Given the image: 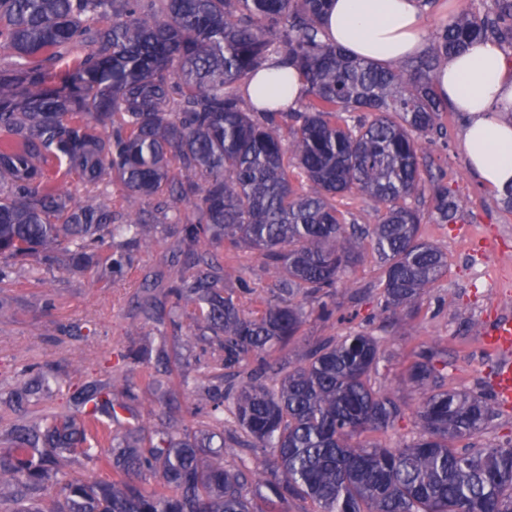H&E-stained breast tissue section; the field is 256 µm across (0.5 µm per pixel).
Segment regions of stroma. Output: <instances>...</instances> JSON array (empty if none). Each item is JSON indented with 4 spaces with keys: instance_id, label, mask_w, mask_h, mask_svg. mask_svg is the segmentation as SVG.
I'll list each match as a JSON object with an SVG mask.
<instances>
[{
    "instance_id": "stroma-1",
    "label": "stroma",
    "mask_w": 512,
    "mask_h": 512,
    "mask_svg": "<svg viewBox=\"0 0 512 512\" xmlns=\"http://www.w3.org/2000/svg\"><path fill=\"white\" fill-rule=\"evenodd\" d=\"M446 125L447 145L431 146L429 153L462 207L453 222L444 223L431 196L423 198L422 233L447 254L449 269L422 296L418 316L403 325L375 320L380 270L376 254L370 252L338 289L336 299L351 311V318L324 322L309 317L303 336L286 349L287 357L300 358L309 342L323 337L366 332L380 338L385 352L375 384L397 388L418 347L435 341L448 351L445 388L493 385L498 356L486 347L483 330L499 316L512 315V212L503 209L499 193L481 185L469 170L460 144L459 114L449 113ZM144 232L151 245L134 249L133 268L124 278L113 277L102 264L74 270L66 253L58 250L53 265L30 261L16 266L11 283L0 286V432L17 424L44 423L54 412L74 413L71 397L81 386L111 380L110 373L90 368L89 360L111 358L127 347L161 339L157 325L135 318L134 302L142 283L156 271L173 274L171 240L162 224L146 225ZM224 260L241 268L253 288L246 307L262 308L274 283L267 268L246 250L225 252ZM165 342L171 363L181 365L191 391L190 397H179L173 416L204 438L207 429L190 410L211 406L208 391L214 381L207 365L213 346L197 336ZM27 365L51 383L41 402L9 398L26 383L21 370ZM126 377L137 399L132 412L121 413L111 424V431L124 435L133 422L163 429L165 418L140 367H128Z\"/></svg>"
}]
</instances>
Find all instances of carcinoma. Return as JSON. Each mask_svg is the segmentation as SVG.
Here are the masks:
<instances>
[{
	"label": "carcinoma",
	"mask_w": 512,
	"mask_h": 512,
	"mask_svg": "<svg viewBox=\"0 0 512 512\" xmlns=\"http://www.w3.org/2000/svg\"><path fill=\"white\" fill-rule=\"evenodd\" d=\"M330 2L0 0V284L8 260L47 263L51 247L79 271L102 253L122 277L129 257L108 240L137 243L143 225L171 224L183 265L161 295L156 281L144 287L136 315L178 339L194 306V335L218 338L211 373L223 384L208 413L222 444L209 460L174 419L157 441L142 424L99 448L103 419L135 398L122 373L110 390L83 389L79 423L12 427L0 479L20 493L0 512H281L294 499L310 512H512V438L475 442L501 405L483 386L442 388L448 352L429 346L407 368L403 384L421 398L399 448L363 439L394 428L406 405L400 389L370 383L375 337L324 338L286 365L273 357L307 312L336 317L338 287L370 246L382 263L378 315L414 316L448 256L423 237L410 200L429 183L442 221L459 208L428 162L427 146L447 136L439 71L474 40L512 49V0H492L439 26L425 55L382 66L325 38ZM275 59L304 82L288 112L240 89ZM353 112L365 118L351 125ZM64 165L76 194L58 178ZM110 182L123 190L117 207L103 201ZM353 192L377 223L344 224L336 198ZM222 244L254 252L275 277L262 312L244 311L252 288L220 262ZM154 352L148 342L120 358L145 369L163 406L188 382L168 367L157 378ZM76 455L123 479L71 478Z\"/></svg>",
	"instance_id": "carcinoma-1"
}]
</instances>
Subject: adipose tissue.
Segmentation results:
<instances>
[{"label":"adipose tissue","mask_w":512,"mask_h":512,"mask_svg":"<svg viewBox=\"0 0 512 512\" xmlns=\"http://www.w3.org/2000/svg\"><path fill=\"white\" fill-rule=\"evenodd\" d=\"M325 29L331 42L351 55L392 64L425 47L417 0H335ZM304 91L298 72L274 63L246 86L254 103L273 98L295 107ZM437 91L462 118L461 146L467 165L490 189L512 183V61L489 41L450 56Z\"/></svg>","instance_id":"ef3b65f1"}]
</instances>
